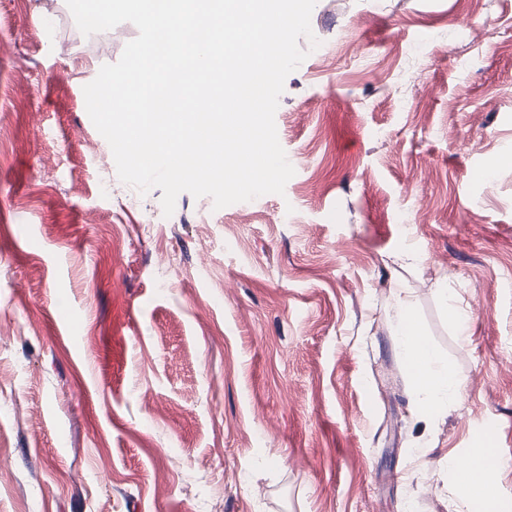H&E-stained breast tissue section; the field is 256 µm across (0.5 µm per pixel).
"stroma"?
I'll return each instance as SVG.
<instances>
[{
  "label": "stroma",
  "mask_w": 512,
  "mask_h": 512,
  "mask_svg": "<svg viewBox=\"0 0 512 512\" xmlns=\"http://www.w3.org/2000/svg\"><path fill=\"white\" fill-rule=\"evenodd\" d=\"M311 29L284 195L119 213L83 88L137 28L98 56L66 0H0V512L512 502V470L477 508L448 468L512 453V0H317ZM402 298L463 379L435 419Z\"/></svg>",
  "instance_id": "35a3bbf8"
}]
</instances>
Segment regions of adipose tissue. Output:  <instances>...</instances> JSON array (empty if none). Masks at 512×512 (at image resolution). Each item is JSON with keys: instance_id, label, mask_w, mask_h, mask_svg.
Returning a JSON list of instances; mask_svg holds the SVG:
<instances>
[{"instance_id": "ef3b65f1", "label": "adipose tissue", "mask_w": 512, "mask_h": 512, "mask_svg": "<svg viewBox=\"0 0 512 512\" xmlns=\"http://www.w3.org/2000/svg\"><path fill=\"white\" fill-rule=\"evenodd\" d=\"M396 334L415 382L414 399L423 416L434 417L450 397L460 394L462 378L438 362L433 347L411 321L408 309L399 311Z\"/></svg>"}]
</instances>
